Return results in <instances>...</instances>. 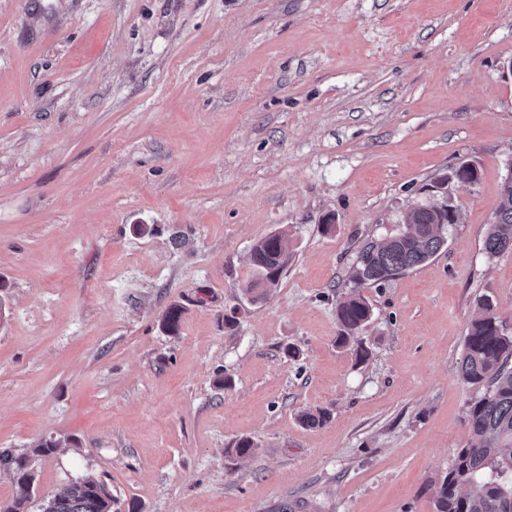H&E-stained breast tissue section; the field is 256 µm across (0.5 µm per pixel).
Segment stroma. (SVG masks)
<instances>
[{"instance_id":"obj_1","label":"stroma","mask_w":512,"mask_h":512,"mask_svg":"<svg viewBox=\"0 0 512 512\" xmlns=\"http://www.w3.org/2000/svg\"><path fill=\"white\" fill-rule=\"evenodd\" d=\"M511 62L512 0H0V448L31 458L29 512L85 476L112 512H434L479 298L512 334V251L484 246ZM463 160L476 186L433 189ZM446 198L443 249L362 287L355 363L360 248ZM289 261L290 254L286 249L282 232L275 231L260 240L251 249V262L256 277L247 285V291L253 293L276 286ZM372 315L373 309L368 300L355 291L342 296L336 304V318L339 323L336 343L339 347H349L356 363H362L369 357V351L357 335L371 320Z\"/></svg>"}]
</instances>
